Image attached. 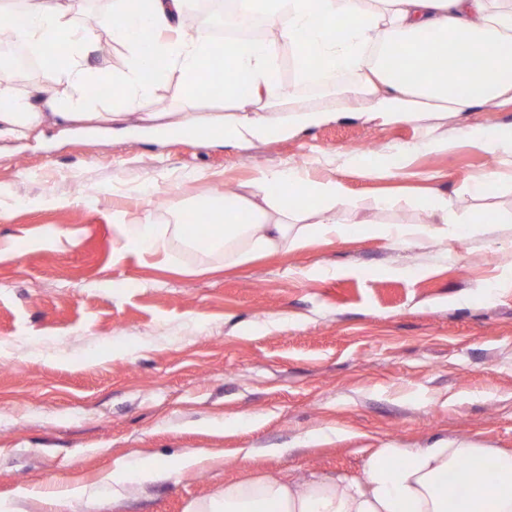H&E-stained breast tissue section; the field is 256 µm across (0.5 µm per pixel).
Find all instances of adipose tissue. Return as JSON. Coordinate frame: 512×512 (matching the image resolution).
<instances>
[{
    "instance_id": "adipose-tissue-1",
    "label": "adipose tissue",
    "mask_w": 512,
    "mask_h": 512,
    "mask_svg": "<svg viewBox=\"0 0 512 512\" xmlns=\"http://www.w3.org/2000/svg\"><path fill=\"white\" fill-rule=\"evenodd\" d=\"M116 2L112 14L75 26L64 0H26L14 36L56 62L70 88L56 107L61 122L118 121L117 112L93 113L92 86L111 87L114 97L132 104L175 72L186 95L220 98L236 108L199 124L205 140L247 144L285 135L293 123H320L325 119L320 112H303L289 122L259 105L286 46L299 59L300 80L321 71L364 73L377 112L395 121L409 122L428 110L463 112L512 93V0H245L247 10L275 29V37L220 45L207 34L182 31L184 0ZM102 30L129 50L120 73L84 65ZM439 44L448 49L442 66L434 62ZM274 183L282 188L275 198L268 194ZM250 188L244 198L205 201L216 222L197 229L200 248H223L241 264L282 248H304L315 236L349 232L338 215L356 202L341 182L319 181L296 168H260ZM423 205L436 216V225L390 224L383 237L405 244L436 234L437 224L464 221L446 195L430 196ZM271 211L279 215L272 223ZM309 213L318 215L317 223H302ZM486 455L493 457L498 479L512 484L511 451L486 450L469 440L428 448L388 446L369 454L359 479L230 481L218 499L191 503L186 512H512V493L499 492L481 471L466 473L461 494L445 480L464 462Z\"/></svg>"
}]
</instances>
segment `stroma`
Segmentation results:
<instances>
[{
  "instance_id": "1",
  "label": "stroma",
  "mask_w": 512,
  "mask_h": 512,
  "mask_svg": "<svg viewBox=\"0 0 512 512\" xmlns=\"http://www.w3.org/2000/svg\"><path fill=\"white\" fill-rule=\"evenodd\" d=\"M358 82L266 88V105L332 118L246 145L153 136L145 113L226 111L187 97L174 73L100 131L48 113L0 137V512H185L258 475L362 477L389 443L512 449V167L471 136L512 128V98L404 123L376 116ZM426 139L441 149L418 150ZM368 143L402 153L400 170L371 169ZM300 163L395 204L342 213L346 237L237 266L175 233L181 210L225 185L241 195L257 169ZM436 191L478 223L393 247L373 232L433 223L414 201ZM146 218L160 251L119 255L123 225ZM197 449L212 459L178 474ZM139 457L170 478L99 486ZM73 483L96 486L94 501L63 498Z\"/></svg>"
}]
</instances>
